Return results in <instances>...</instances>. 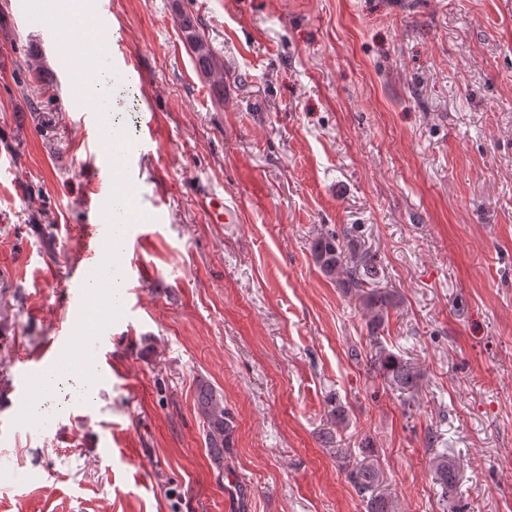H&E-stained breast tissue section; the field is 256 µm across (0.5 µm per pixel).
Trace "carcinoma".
Here are the masks:
<instances>
[{
	"label": "carcinoma",
	"instance_id": "carcinoma-1",
	"mask_svg": "<svg viewBox=\"0 0 512 512\" xmlns=\"http://www.w3.org/2000/svg\"><path fill=\"white\" fill-rule=\"evenodd\" d=\"M180 26L193 59L205 75L222 69L220 59L209 43L196 30L193 16L180 15ZM356 230L350 227L338 234L334 231L318 236L312 246L316 265L326 277L341 288L361 292L362 305L368 317L370 350L366 355L369 369L379 374L385 383L400 390L410 391L419 379L415 365L398 356L378 341V332L384 327L389 309L395 305L394 295L377 288L380 263L361 250ZM369 291H364V288ZM197 408L203 419L205 444L211 460L219 471L224 469V449L230 447L235 428L234 416L224 408V397L209 383L202 381L197 388ZM360 458L347 470V479L365 502L366 512H398L396 500L380 491L382 472L378 462L366 448L359 449ZM437 484L445 493L457 487L458 477L454 464L442 457L434 462Z\"/></svg>",
	"mask_w": 512,
	"mask_h": 512
}]
</instances>
